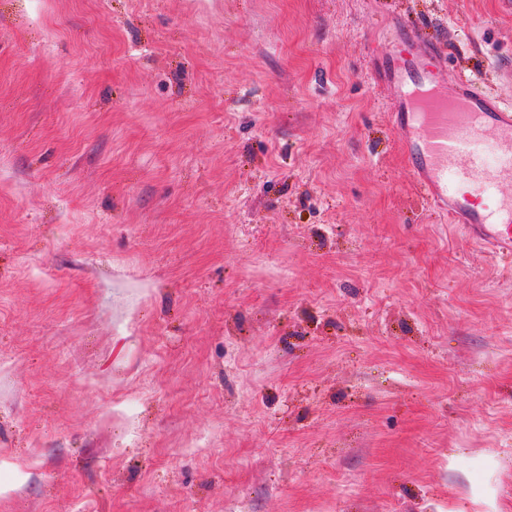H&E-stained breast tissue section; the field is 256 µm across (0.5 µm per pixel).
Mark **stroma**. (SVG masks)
<instances>
[{"instance_id": "stroma-1", "label": "stroma", "mask_w": 512, "mask_h": 512, "mask_svg": "<svg viewBox=\"0 0 512 512\" xmlns=\"http://www.w3.org/2000/svg\"><path fill=\"white\" fill-rule=\"evenodd\" d=\"M394 18L512 104V0H0V512H512V276ZM393 44L371 78L396 90L392 123L422 195L512 271V195L489 194L512 183L511 105L466 81L448 83L446 52L425 31L395 27Z\"/></svg>"}]
</instances>
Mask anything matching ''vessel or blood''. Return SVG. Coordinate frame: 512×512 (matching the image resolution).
Segmentation results:
<instances>
[{
	"mask_svg": "<svg viewBox=\"0 0 512 512\" xmlns=\"http://www.w3.org/2000/svg\"><path fill=\"white\" fill-rule=\"evenodd\" d=\"M393 54L376 61L374 83L396 91L392 123L418 187L434 210L512 269V107L448 81L447 55L425 31L393 30Z\"/></svg>",
	"mask_w": 512,
	"mask_h": 512,
	"instance_id": "1",
	"label": "vessel or blood"
}]
</instances>
